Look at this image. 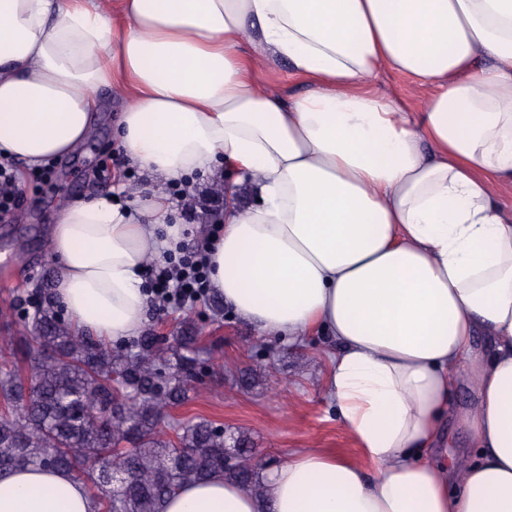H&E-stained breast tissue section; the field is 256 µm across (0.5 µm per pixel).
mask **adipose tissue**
Masks as SVG:
<instances>
[{"instance_id":"ef3b65f1","label":"adipose tissue","mask_w":512,"mask_h":512,"mask_svg":"<svg viewBox=\"0 0 512 512\" xmlns=\"http://www.w3.org/2000/svg\"><path fill=\"white\" fill-rule=\"evenodd\" d=\"M282 61L308 85L290 101L256 77ZM385 71L428 86L420 109L377 90ZM103 90L127 164L178 186L235 172L211 286L263 334L335 340L323 388L365 458L305 448L262 493L217 474L165 512H512V213L492 193L512 185V0H0V155L69 154ZM173 213L156 193L62 211L54 291L77 328L139 336ZM464 376L477 457L456 483L428 452ZM0 512L93 505L29 466L0 471Z\"/></svg>"}]
</instances>
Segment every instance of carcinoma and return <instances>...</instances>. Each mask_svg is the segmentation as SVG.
Wrapping results in <instances>:
<instances>
[{"mask_svg":"<svg viewBox=\"0 0 512 512\" xmlns=\"http://www.w3.org/2000/svg\"><path fill=\"white\" fill-rule=\"evenodd\" d=\"M17 308L28 336L0 346V470L81 463L94 512H164L182 484L216 473L261 490L245 436L171 416L200 364L190 318L164 346L148 327L117 347L62 319L43 275ZM228 455L235 465H224Z\"/></svg>","mask_w":512,"mask_h":512,"instance_id":"1","label":"carcinoma"}]
</instances>
